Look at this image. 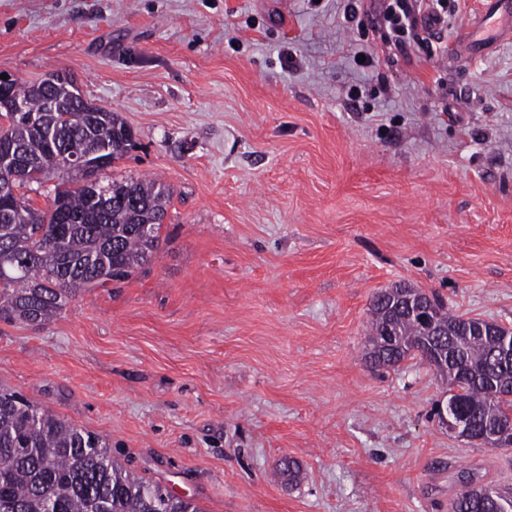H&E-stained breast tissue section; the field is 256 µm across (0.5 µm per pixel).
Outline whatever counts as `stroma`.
Here are the masks:
<instances>
[{
    "label": "stroma",
    "instance_id": "stroma-1",
    "mask_svg": "<svg viewBox=\"0 0 512 512\" xmlns=\"http://www.w3.org/2000/svg\"><path fill=\"white\" fill-rule=\"evenodd\" d=\"M362 2L0 0V75L74 74L133 132L109 176L174 191L143 269L0 321V388L201 512H448L462 474L512 492V448L439 422L433 367L365 360L400 282L512 329V35L459 56L484 0H458L406 57Z\"/></svg>",
    "mask_w": 512,
    "mask_h": 512
}]
</instances>
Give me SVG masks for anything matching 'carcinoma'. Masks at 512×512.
I'll list each match as a JSON object with an SVG mask.
<instances>
[{
	"label": "carcinoma",
	"instance_id": "cac0c4a2",
	"mask_svg": "<svg viewBox=\"0 0 512 512\" xmlns=\"http://www.w3.org/2000/svg\"><path fill=\"white\" fill-rule=\"evenodd\" d=\"M30 111L0 108V132L16 143L27 161L22 173L0 167V190L11 200L0 218V319L46 323L77 295L111 281H123L159 251L161 230L173 192L154 180H111L105 204L90 202L85 178L60 166L59 155L82 157L105 148L106 158L90 177L103 182L106 169L131 149L133 135L118 113L104 107L88 124L66 100L46 112L57 90L44 81L13 82ZM51 123L59 145L39 125ZM56 177L52 207L38 210L20 193ZM428 310L430 320L448 328L429 336L411 307ZM366 353L371 364L396 367L418 357L432 363L431 351L444 346L451 362L435 367L460 393L445 409L459 410L477 440L494 419L512 415V367L497 360L492 336L474 333L480 319L448 312L441 299L405 283L380 293L371 305ZM393 329L396 341L385 339ZM164 509L161 486L137 476L99 435L79 429L16 391L0 389V512H201L173 494ZM512 496L490 487H466L451 512H502Z\"/></svg>",
	"mask_w": 512,
	"mask_h": 512
}]
</instances>
